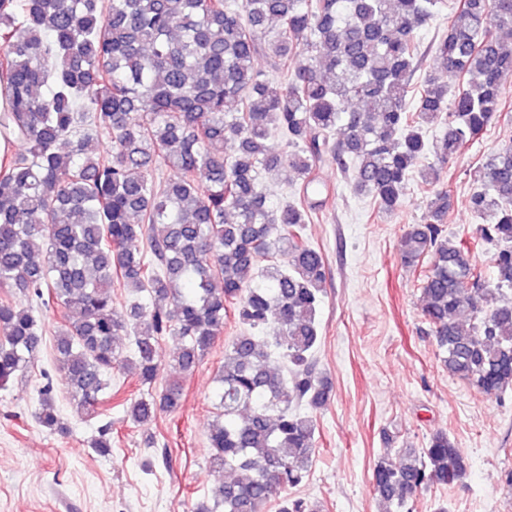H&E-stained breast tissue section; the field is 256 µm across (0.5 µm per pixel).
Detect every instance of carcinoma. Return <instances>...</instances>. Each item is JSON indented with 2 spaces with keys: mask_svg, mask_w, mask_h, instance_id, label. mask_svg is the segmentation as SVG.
Instances as JSON below:
<instances>
[{
  "mask_svg": "<svg viewBox=\"0 0 512 512\" xmlns=\"http://www.w3.org/2000/svg\"><path fill=\"white\" fill-rule=\"evenodd\" d=\"M443 0H0V129L27 154L0 165V391L36 361L34 304L64 311L56 369L92 415L115 368L142 392L128 419L147 426L181 406L173 378L155 390L157 351L194 370L233 318L209 429V472H230L195 512H320L282 496L310 474L314 412L333 392L315 356L326 293L321 251L304 226L331 189L330 155L349 190L378 211L403 204L414 173L430 190L506 106L512 0H457L428 49L415 31ZM435 73L420 82L425 57ZM269 56L283 79L254 69ZM442 125L429 142L425 126ZM108 138L106 149L100 139ZM278 138L284 148L269 141ZM433 155L435 161L420 166ZM172 167L177 177L158 171ZM295 178L294 200L268 204L267 179ZM475 240L494 247L493 276L444 229L450 195L401 237L404 267H425L423 321L448 374L497 399L512 392V130L475 174ZM131 293L123 305L112 288ZM37 422L69 427L48 379ZM111 426L89 438L111 451ZM469 461L445 430L400 447L372 470L380 497L410 512L416 496L463 479Z\"/></svg>",
  "mask_w": 512,
  "mask_h": 512,
  "instance_id": "1",
  "label": "carcinoma"
}]
</instances>
